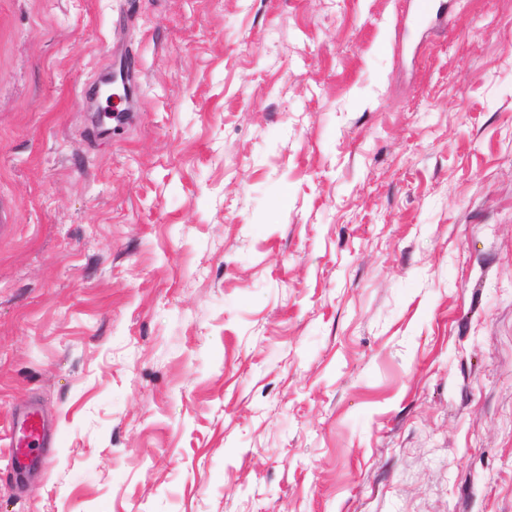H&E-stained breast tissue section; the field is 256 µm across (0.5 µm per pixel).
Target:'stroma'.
<instances>
[{"instance_id":"obj_1","label":"stroma","mask_w":512,"mask_h":512,"mask_svg":"<svg viewBox=\"0 0 512 512\" xmlns=\"http://www.w3.org/2000/svg\"><path fill=\"white\" fill-rule=\"evenodd\" d=\"M412 6L0 0V512H512V0Z\"/></svg>"}]
</instances>
